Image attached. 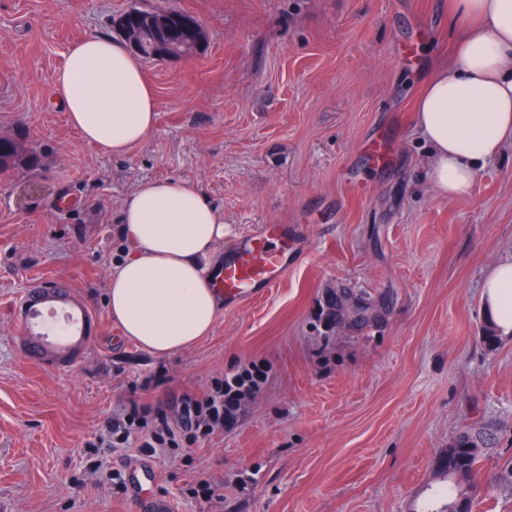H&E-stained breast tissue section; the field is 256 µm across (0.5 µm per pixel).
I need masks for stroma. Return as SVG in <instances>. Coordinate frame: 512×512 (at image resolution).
<instances>
[{"mask_svg":"<svg viewBox=\"0 0 512 512\" xmlns=\"http://www.w3.org/2000/svg\"><path fill=\"white\" fill-rule=\"evenodd\" d=\"M132 8L188 13L205 43L144 61L156 125L112 157L69 125L54 77ZM457 36L448 0H0V137L38 159L0 175V512H419L442 505L436 461L469 428L489 435L473 512H512L493 481L512 459V335L485 346L481 304L512 258V144L451 198L414 112ZM379 132L384 165L363 149ZM158 179L199 187L228 238L284 224L301 245L264 298L165 357L107 305L122 201ZM47 282L69 289L51 309L88 324L32 357L24 303ZM343 292L365 320L333 316ZM254 360L268 378L222 434L149 457L97 447L131 400L171 410ZM203 478L220 499H192Z\"/></svg>","mask_w":512,"mask_h":512,"instance_id":"stroma-1","label":"stroma"}]
</instances>
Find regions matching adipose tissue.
<instances>
[{
    "instance_id": "obj_1",
    "label": "adipose tissue",
    "mask_w": 512,
    "mask_h": 512,
    "mask_svg": "<svg viewBox=\"0 0 512 512\" xmlns=\"http://www.w3.org/2000/svg\"><path fill=\"white\" fill-rule=\"evenodd\" d=\"M460 35L448 66L434 69L415 98L416 123L432 146L431 178L466 195L476 168L512 142V0H448ZM69 123L104 154L122 156L156 125V98L125 43L91 34L72 44L55 76ZM123 256L109 277L108 308L123 335L156 356L207 336L223 304L211 267L224 217L194 185L140 183L125 198ZM484 312L512 333V259L498 263L481 293Z\"/></svg>"
}]
</instances>
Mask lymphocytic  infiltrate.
I'll use <instances>...</instances> for the list:
<instances>
[{
  "label": "lymphocytic infiltrate",
  "mask_w": 512,
  "mask_h": 512,
  "mask_svg": "<svg viewBox=\"0 0 512 512\" xmlns=\"http://www.w3.org/2000/svg\"><path fill=\"white\" fill-rule=\"evenodd\" d=\"M267 380L264 364L251 363L230 378L217 377L203 394H185L177 419H170L159 407L132 402L128 413L109 420L104 441L128 442L138 436L145 452L177 448L182 442H202L223 433L226 423L234 419L243 402L254 397Z\"/></svg>",
  "instance_id": "1"
}]
</instances>
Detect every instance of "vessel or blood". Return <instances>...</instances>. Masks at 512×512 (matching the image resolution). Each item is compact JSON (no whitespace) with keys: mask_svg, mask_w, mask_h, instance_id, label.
<instances>
[{"mask_svg":"<svg viewBox=\"0 0 512 512\" xmlns=\"http://www.w3.org/2000/svg\"><path fill=\"white\" fill-rule=\"evenodd\" d=\"M287 239V225L263 226L225 250L224 266L215 272L214 280L226 304L251 301L287 276L291 268Z\"/></svg>","mask_w":512,"mask_h":512,"instance_id":"b4317fda","label":"vessel or blood"}]
</instances>
